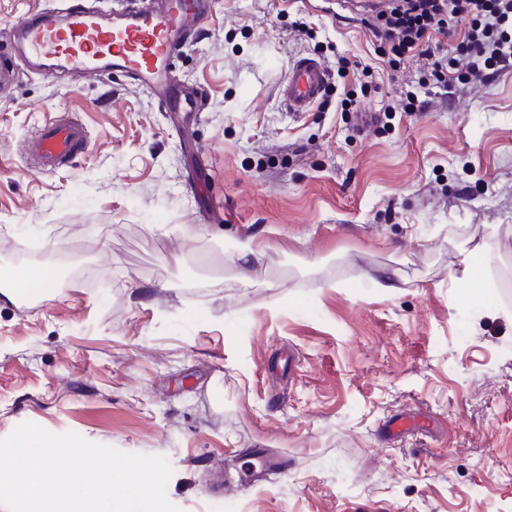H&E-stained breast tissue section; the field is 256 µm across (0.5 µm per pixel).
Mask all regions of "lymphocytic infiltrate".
<instances>
[{"instance_id":"1","label":"lymphocytic infiltrate","mask_w":512,"mask_h":512,"mask_svg":"<svg viewBox=\"0 0 512 512\" xmlns=\"http://www.w3.org/2000/svg\"><path fill=\"white\" fill-rule=\"evenodd\" d=\"M392 69L417 59L446 96L512 73V0H390L367 23ZM456 39L452 57H435L434 37Z\"/></svg>"}]
</instances>
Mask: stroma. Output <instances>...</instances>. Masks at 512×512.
I'll list each match as a JSON object with an SVG mask.
<instances>
[{"mask_svg": "<svg viewBox=\"0 0 512 512\" xmlns=\"http://www.w3.org/2000/svg\"><path fill=\"white\" fill-rule=\"evenodd\" d=\"M300 55L373 73L295 115L279 87ZM0 63V265L47 266L53 239L80 271L32 306L0 295V439L31 422L163 456L180 512H512V74L450 100L359 19L216 0L174 68L206 90L207 202L148 90L42 74L4 43ZM408 91L424 111L399 110ZM56 119L87 145L43 171L30 144ZM418 408L434 429L382 433ZM257 448L287 471L239 482Z\"/></svg>", "mask_w": 512, "mask_h": 512, "instance_id": "35a3bbf8", "label": "stroma"}]
</instances>
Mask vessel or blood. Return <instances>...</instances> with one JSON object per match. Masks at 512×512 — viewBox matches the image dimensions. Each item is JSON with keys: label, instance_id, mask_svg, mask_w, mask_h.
Masks as SVG:
<instances>
[{"label": "vessel or blood", "instance_id": "b4317fda", "mask_svg": "<svg viewBox=\"0 0 512 512\" xmlns=\"http://www.w3.org/2000/svg\"><path fill=\"white\" fill-rule=\"evenodd\" d=\"M214 5L215 0H125L109 10L90 4L43 8L1 29L0 41L64 70L127 75L147 88L165 111L192 113L201 109L200 91L173 77L171 61L186 25L208 24ZM327 84L325 65L300 56L289 62L280 95L289 112H308L320 102ZM84 140L82 127L50 123L40 129L33 150L51 170L73 158ZM431 423L427 414L413 411L388 428L399 436Z\"/></svg>", "mask_w": 512, "mask_h": 512}]
</instances>
